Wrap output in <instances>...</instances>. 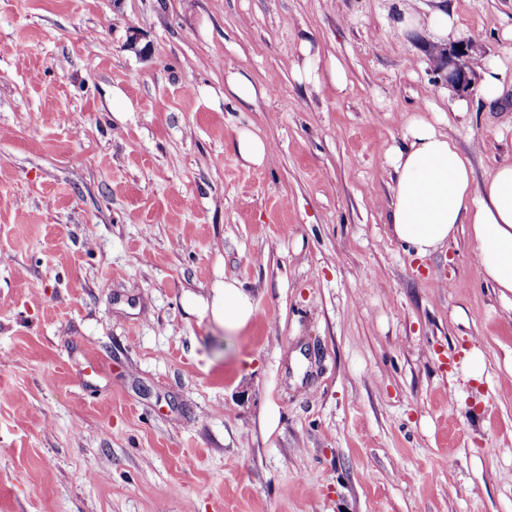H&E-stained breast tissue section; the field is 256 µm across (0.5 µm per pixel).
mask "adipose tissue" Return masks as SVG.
I'll return each mask as SVG.
<instances>
[{"instance_id":"ef3b65f1","label":"adipose tissue","mask_w":512,"mask_h":512,"mask_svg":"<svg viewBox=\"0 0 512 512\" xmlns=\"http://www.w3.org/2000/svg\"><path fill=\"white\" fill-rule=\"evenodd\" d=\"M399 30L418 29L435 42L456 37V17L443 10L403 13ZM395 180L390 222L396 238L416 256L429 255L469 225L486 281L512 293V164L497 168L481 188L447 134L423 117L406 125L392 155ZM202 311L225 329L239 331L254 314L251 296L234 279L218 283Z\"/></svg>"}]
</instances>
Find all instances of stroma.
I'll return each instance as SVG.
<instances>
[{"label":"stroma","instance_id":"stroma-1","mask_svg":"<svg viewBox=\"0 0 512 512\" xmlns=\"http://www.w3.org/2000/svg\"><path fill=\"white\" fill-rule=\"evenodd\" d=\"M441 3L501 105L454 114L396 31ZM509 29L512 0H0V512H512V294L469 227L421 259L390 224L412 117L474 186L512 163ZM224 278L237 332L186 305ZM476 70L481 81L479 93L488 103H494L504 93V70L505 66L497 57H481L476 61ZM225 82L229 90L241 101L249 103L256 97V91L249 81L238 72H228ZM236 142L237 152L245 162L256 166L264 163L268 146L263 139L248 129H240Z\"/></svg>","mask_w":512,"mask_h":512}]
</instances>
